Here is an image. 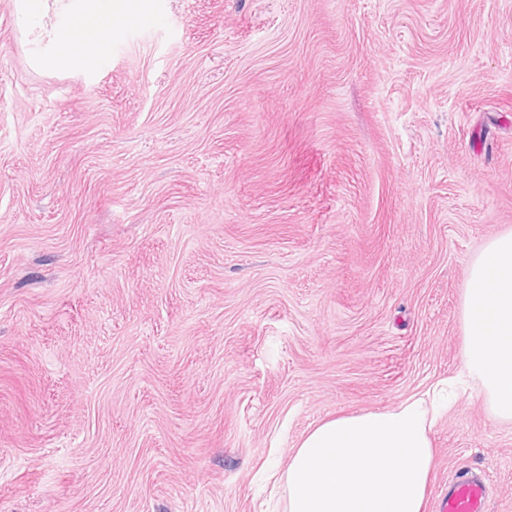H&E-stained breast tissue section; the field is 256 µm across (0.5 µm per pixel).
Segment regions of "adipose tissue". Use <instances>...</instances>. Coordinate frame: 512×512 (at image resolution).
<instances>
[{"label":"adipose tissue","instance_id":"ef3b65f1","mask_svg":"<svg viewBox=\"0 0 512 512\" xmlns=\"http://www.w3.org/2000/svg\"><path fill=\"white\" fill-rule=\"evenodd\" d=\"M133 0H13L32 67L88 69L66 36L90 39L130 15ZM462 366L490 414L512 423V231L490 239L469 264L463 291ZM447 390L395 409L319 422L295 448L277 483L283 512H423L434 463L430 433Z\"/></svg>","mask_w":512,"mask_h":512}]
</instances>
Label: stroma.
<instances>
[{
	"instance_id": "35a3bbf8",
	"label": "stroma",
	"mask_w": 512,
	"mask_h": 512,
	"mask_svg": "<svg viewBox=\"0 0 512 512\" xmlns=\"http://www.w3.org/2000/svg\"><path fill=\"white\" fill-rule=\"evenodd\" d=\"M86 72L0 0V512H267L318 422L458 375L512 229V0H146ZM512 512V423L432 430Z\"/></svg>"
}]
</instances>
